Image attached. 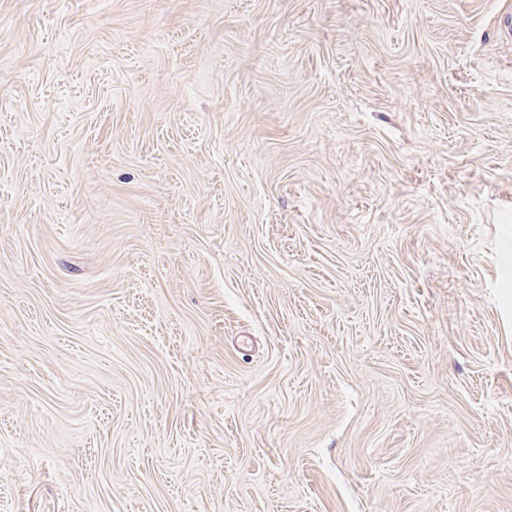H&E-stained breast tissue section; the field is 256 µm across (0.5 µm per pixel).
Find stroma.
<instances>
[{
	"mask_svg": "<svg viewBox=\"0 0 512 512\" xmlns=\"http://www.w3.org/2000/svg\"><path fill=\"white\" fill-rule=\"evenodd\" d=\"M512 0H0V512H512Z\"/></svg>",
	"mask_w": 512,
	"mask_h": 512,
	"instance_id": "stroma-1",
	"label": "stroma"
}]
</instances>
